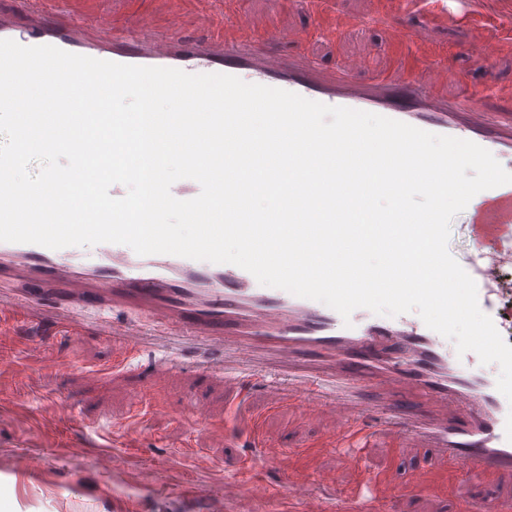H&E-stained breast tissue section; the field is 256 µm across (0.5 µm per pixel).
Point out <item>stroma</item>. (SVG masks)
I'll list each match as a JSON object with an SVG mask.
<instances>
[{
	"label": "stroma",
	"mask_w": 512,
	"mask_h": 512,
	"mask_svg": "<svg viewBox=\"0 0 512 512\" xmlns=\"http://www.w3.org/2000/svg\"><path fill=\"white\" fill-rule=\"evenodd\" d=\"M240 2L255 32L287 31L290 53L328 69L359 57L367 64L365 77L371 78L402 60L423 82L434 51L444 48L448 97L477 89L485 93L486 109L512 110V39L506 37L512 19L433 25L409 0H331L322 14L312 11L310 0L286 8L281 0ZM143 11L160 24L171 12H180L185 32L193 37L205 35L217 21L187 0H112V21L118 27H127ZM379 13L408 30L406 43L384 41L380 27L371 23ZM342 16L354 19V26L331 41L314 36L318 24ZM498 40L503 46L493 59L469 52L473 43ZM101 315L121 321L127 313L85 308L79 315L82 331L50 337L44 352L34 333L0 326V404L6 406L0 411V512H115L123 504L128 512H166L164 489L192 484L214 491L249 464L278 491L284 488L286 468L301 478L314 475L317 490L327 486L351 493L370 483L385 512H471L482 500L512 503V477L457 482L443 457L394 434H378L359 460H352L335 446L337 423L308 420L298 408L276 402L264 387L202 372L203 356L192 344H185L179 368L156 378L149 355H129L121 342L97 335L94 322ZM19 363L28 367L23 381L13 375ZM136 393L142 396L137 405L132 402ZM61 403L79 412L83 429L42 432L36 417ZM196 408L206 417L204 425L192 418ZM214 428L226 430L227 440L211 439ZM71 440L85 442L82 457L63 452ZM255 443L265 462H252ZM100 444L133 454L122 479L95 468ZM35 448L44 460L39 478L30 479L23 460ZM395 468L403 473L398 488L386 479Z\"/></svg>",
	"instance_id": "obj_1"
}]
</instances>
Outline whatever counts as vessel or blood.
<instances>
[{"instance_id": "vessel-or-blood-1", "label": "vessel or blood", "mask_w": 512, "mask_h": 512, "mask_svg": "<svg viewBox=\"0 0 512 512\" xmlns=\"http://www.w3.org/2000/svg\"><path fill=\"white\" fill-rule=\"evenodd\" d=\"M27 46L53 45L64 51L121 64L176 68L191 74L223 73L248 83L281 88L329 106L378 114L422 130L472 141L494 156L512 151V113L486 111L480 96L466 92L451 99L442 89L448 69L433 65L418 82L406 63L385 75L358 82L363 60L349 58L323 71L281 54L288 35L255 34L248 12L230 0L225 23L205 38L186 42L179 35L180 14L166 20L158 34L150 14L117 29L112 13L97 0H36ZM474 228V248L464 262L477 285L478 304L501 324L502 288L498 273L512 266V184L478 193L466 207ZM27 284L25 294L0 296V314L38 325L49 309H83L106 302L137 312L121 324L100 322L99 336L123 340L129 354L147 353L161 376L173 370L167 351L174 342L193 340L221 351L206 372L246 374L253 381L273 380L274 393L298 405L311 420L335 421L345 440L358 444L369 432L365 417L378 416L384 429L410 438L415 447L445 456L457 478L490 482L512 476V403L486 377L475 353L452 359L440 334L422 319L406 314L381 321L366 309L342 318L332 308L261 285L232 264L196 261L170 254L138 255L129 246L101 243L92 248L52 250L36 244L0 242V280ZM167 326L169 335L147 331L140 316ZM408 388L428 397L434 411L405 409L397 393ZM83 425L75 409L61 405L48 412L43 426ZM268 502L274 489L252 473L225 479L219 493L205 494L185 485L172 494L180 512H223L242 494ZM369 496L308 493L294 512H365Z\"/></svg>"}]
</instances>
